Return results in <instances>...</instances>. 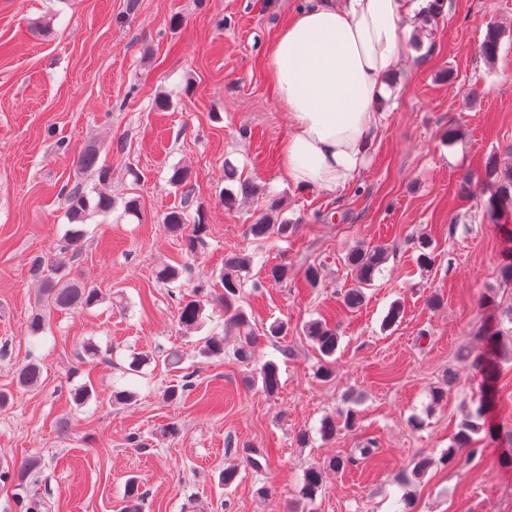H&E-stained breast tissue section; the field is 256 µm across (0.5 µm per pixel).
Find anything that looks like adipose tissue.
<instances>
[{
	"instance_id": "ef3b65f1",
	"label": "adipose tissue",
	"mask_w": 512,
	"mask_h": 512,
	"mask_svg": "<svg viewBox=\"0 0 512 512\" xmlns=\"http://www.w3.org/2000/svg\"><path fill=\"white\" fill-rule=\"evenodd\" d=\"M444 8V0H306L288 18L266 67L287 120L279 153L291 183L332 192L365 166L405 34Z\"/></svg>"
}]
</instances>
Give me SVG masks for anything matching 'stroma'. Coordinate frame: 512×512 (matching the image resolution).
<instances>
[{"label":"stroma","instance_id":"35a3bbf8","mask_svg":"<svg viewBox=\"0 0 512 512\" xmlns=\"http://www.w3.org/2000/svg\"><path fill=\"white\" fill-rule=\"evenodd\" d=\"M299 2L0 0V391L12 396L0 408V467L40 462L0 488V512H16L19 495L45 502L46 512H119L133 476L145 512H512V467L498 461L512 449V281L501 275L512 243L488 220L492 191L480 178L487 158L512 163V0H447V12L414 23L370 158L333 193L298 189L280 166L287 126L265 58ZM492 22L505 35L490 63L478 46ZM159 97L169 109H155ZM90 146L109 171L115 205L87 219L71 273L101 298L52 311L34 337L33 262L53 255L71 227L65 189L98 185L77 163ZM228 164L258 187L231 210L220 202ZM182 167L187 196L169 182ZM132 198L140 217L124 212ZM180 206L189 223L208 226L193 257L161 222ZM268 212L292 225L288 237L249 235ZM424 234L436 255L426 270L413 248ZM358 242L388 245L390 254L364 303L350 309L344 255ZM239 251L254 257L239 301L259 331L249 366L235 358L237 337L218 307L207 306L187 334L171 297L176 285L217 283L225 256ZM279 263L290 274L277 284L265 270ZM165 265L180 269L176 285L157 280ZM310 265L321 273L313 286L304 279ZM395 304L401 316L384 326ZM316 319L340 333L328 379L303 332ZM277 320L288 333L273 338L267 330ZM490 326L503 336L486 416L493 429L473 433L471 450L449 461L479 405L480 377L466 354L483 351ZM215 333L223 357H198ZM89 342L102 360L83 359ZM174 347L195 376L170 404L162 392L172 371L160 363L132 374L128 364L132 354ZM33 359L41 383L19 388L16 371ZM269 360L280 375L272 397L252 382L254 367ZM89 381L94 396L76 404L73 390ZM442 385L447 398L431 403ZM116 387L135 391L137 402L113 404ZM349 408L357 428L322 437V419ZM172 422L178 436H163ZM301 431L307 444L296 440ZM132 432L144 448L128 446ZM369 439L377 452L361 457ZM257 453L268 460L259 471L247 462ZM336 456L348 467L327 473L315 500L300 499L305 472ZM423 458L431 465L415 475ZM228 467L238 475L227 487L220 475Z\"/></svg>","mask_w":512,"mask_h":512}]
</instances>
